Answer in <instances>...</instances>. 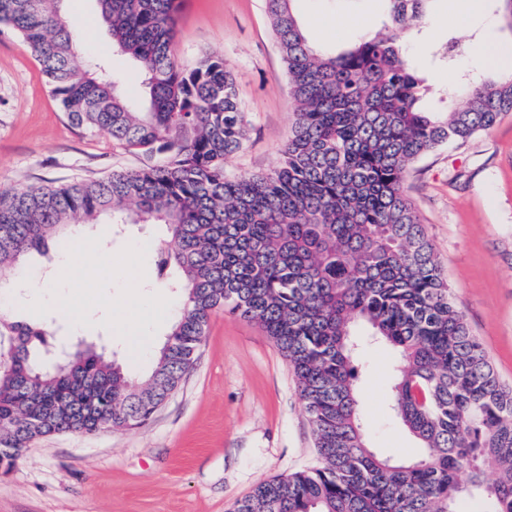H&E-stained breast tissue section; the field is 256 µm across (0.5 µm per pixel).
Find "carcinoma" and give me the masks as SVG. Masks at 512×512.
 I'll list each match as a JSON object with an SVG mask.
<instances>
[{
  "label": "carcinoma",
  "instance_id": "cac0c4a2",
  "mask_svg": "<svg viewBox=\"0 0 512 512\" xmlns=\"http://www.w3.org/2000/svg\"><path fill=\"white\" fill-rule=\"evenodd\" d=\"M265 0L296 122L268 172L229 178L247 122L230 66L215 55L181 70L172 46L178 0H97L123 73L78 60L59 0H0V24L34 54L67 118L158 161L105 178L0 193V272L13 273L72 227L101 220L166 225L157 252L166 287L187 298L151 369L132 376L93 344L55 363L44 321L0 316L14 348L0 361V465L39 436L133 428L179 388L211 314L258 324L283 353L313 427L321 466L273 478L231 512H459L484 496L512 512V389L505 387L455 307L434 248L404 193L410 165L451 140L490 130L512 112V75L448 88L464 103L421 106L427 92L402 42L432 0H384L382 30L334 52L317 48L292 9ZM383 344L399 355L390 409L418 454L370 448L360 416L358 359ZM497 476L490 482L485 464Z\"/></svg>",
  "mask_w": 512,
  "mask_h": 512
}]
</instances>
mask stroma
<instances>
[{"mask_svg": "<svg viewBox=\"0 0 512 512\" xmlns=\"http://www.w3.org/2000/svg\"><path fill=\"white\" fill-rule=\"evenodd\" d=\"M478 13L451 12L432 0L409 53L433 93L452 67L473 54L512 48V29L481 0ZM292 8L318 47L340 51L374 33L384 19L380 0H294ZM76 27L85 62L126 75L130 100L140 93L131 62L112 50L96 0H60ZM177 59L191 70L204 54L230 64L248 133L224 161L233 176L258 175L282 156L295 105L265 0H179ZM456 43L453 62L431 54ZM147 156L69 122L38 59L18 33L0 26V192L26 185L101 179L148 165ZM404 191L433 245L452 299L482 343L499 379L512 385V112L462 144L441 146L415 160ZM146 244L145 281L158 283L157 250L170 240L156 224L129 226L102 244L114 255ZM103 309L74 331L49 312L62 342H94L115 352L135 373L150 360L102 327ZM397 356L366 349L360 409L371 446L393 459L414 456L417 444L389 409ZM320 459L293 372L254 322L227 311L212 314L207 335L180 387L154 416L133 429L57 434L34 439L9 471L0 470V512H229L255 485L318 468Z\"/></svg>", "mask_w": 512, "mask_h": 512, "instance_id": "1", "label": "stroma"}]
</instances>
